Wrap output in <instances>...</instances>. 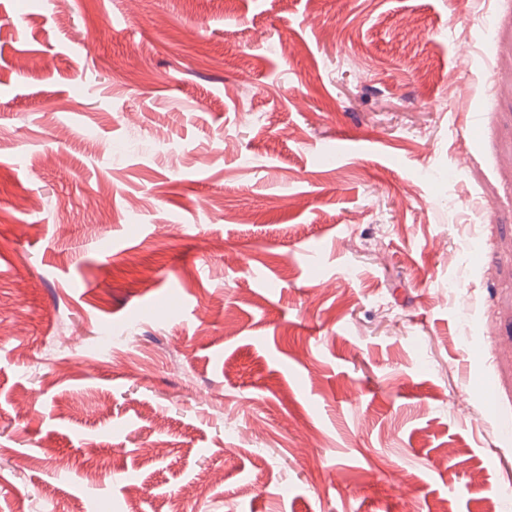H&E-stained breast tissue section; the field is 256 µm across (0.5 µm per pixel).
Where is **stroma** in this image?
Returning <instances> with one entry per match:
<instances>
[{
  "label": "stroma",
  "mask_w": 512,
  "mask_h": 512,
  "mask_svg": "<svg viewBox=\"0 0 512 512\" xmlns=\"http://www.w3.org/2000/svg\"><path fill=\"white\" fill-rule=\"evenodd\" d=\"M487 378L512 0H0V512H489Z\"/></svg>",
  "instance_id": "35a3bbf8"
}]
</instances>
